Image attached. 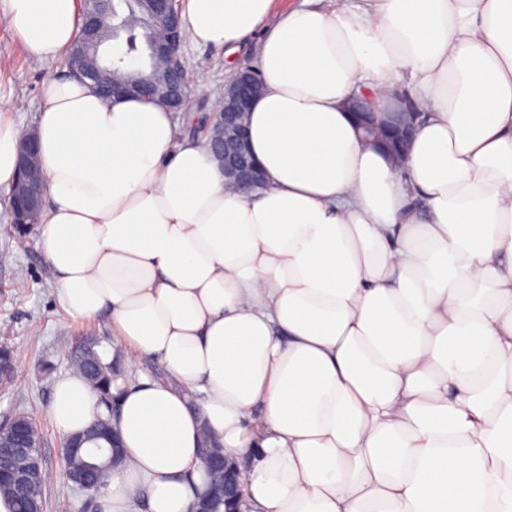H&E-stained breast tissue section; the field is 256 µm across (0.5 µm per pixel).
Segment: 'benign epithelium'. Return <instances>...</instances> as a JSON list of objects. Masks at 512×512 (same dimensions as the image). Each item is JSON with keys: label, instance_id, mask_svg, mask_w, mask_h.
Wrapping results in <instances>:
<instances>
[{"label": "benign epithelium", "instance_id": "benign-epithelium-1", "mask_svg": "<svg viewBox=\"0 0 512 512\" xmlns=\"http://www.w3.org/2000/svg\"><path fill=\"white\" fill-rule=\"evenodd\" d=\"M147 6L150 13L149 26L159 27V34L151 39L150 46L152 57L163 65L160 73L137 83L119 79L102 83L97 73L89 69L79 70L78 75L100 84L105 93L159 97L166 100L173 110L179 111L188 105L189 94L177 64L184 44L178 0H147ZM258 89L256 71L250 67L239 69L224 86L223 104L216 119L205 127L206 143L224 159V178L231 184H262V174L251 155L244 125L246 113ZM419 116L420 113L410 107L402 108L395 111L394 117L385 123V140L388 141L391 154L401 156L405 153ZM36 155V140L28 135L18 147L19 175L10 192L13 198V224L29 228L35 224L42 188ZM14 371L13 351L0 350V380L11 379ZM5 432L8 433L6 447L23 458L25 464L9 472L0 470V481H9L17 493L25 495L43 479V456L34 451V448H40L42 444L34 442L31 423L16 415L0 423V435ZM202 458L210 475V484L199 502L192 506L191 512H206L205 502L214 497L224 500V512H240L231 508L232 504H239L243 499L241 477L235 466L227 462L223 454L211 448L203 449ZM102 482L101 476L87 473L73 479L77 489L91 493L98 491Z\"/></svg>", "mask_w": 512, "mask_h": 512}]
</instances>
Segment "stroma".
<instances>
[{
  "instance_id": "35a3bbf8",
  "label": "stroma",
  "mask_w": 512,
  "mask_h": 512,
  "mask_svg": "<svg viewBox=\"0 0 512 512\" xmlns=\"http://www.w3.org/2000/svg\"><path fill=\"white\" fill-rule=\"evenodd\" d=\"M182 54L191 85L188 114L206 117L219 110L231 75L241 67L255 65L257 42L249 40L229 55L220 48L187 43ZM63 73L58 60L31 64L20 39L0 27V101L16 103L12 117L19 126L34 128L43 82ZM90 336L100 337L103 347L112 345V332L105 323L72 317L59 305L37 232H30L24 245H17L10 212H0V346L13 348L19 361L14 378L0 383V423L19 412L36 419L44 436L47 498L69 500L71 512H80L86 495L62 475V437L49 406L55 381L67 369L69 350Z\"/></svg>"
}]
</instances>
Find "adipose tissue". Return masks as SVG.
Listing matches in <instances>:
<instances>
[{
    "label": "adipose tissue",
    "instance_id": "1",
    "mask_svg": "<svg viewBox=\"0 0 512 512\" xmlns=\"http://www.w3.org/2000/svg\"><path fill=\"white\" fill-rule=\"evenodd\" d=\"M186 0L196 46L258 33L249 114L264 189L225 187L204 139L139 97L45 81L37 230L57 298L105 319L139 378L101 512H189L202 432L243 512H512V0ZM79 0H0L37 65ZM427 115L403 166L346 108L396 86ZM0 103V189L21 129ZM55 381L62 436L99 414Z\"/></svg>",
    "mask_w": 512,
    "mask_h": 512
}]
</instances>
